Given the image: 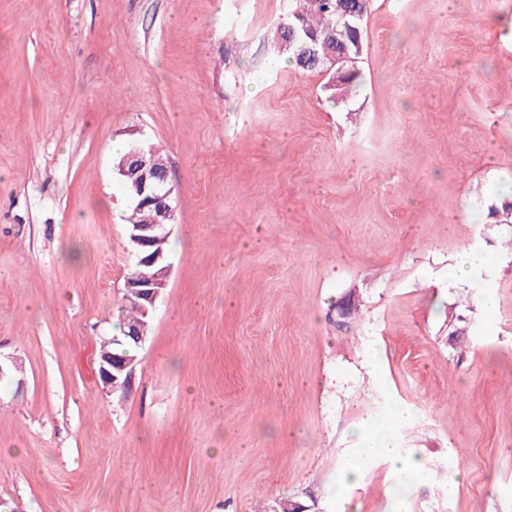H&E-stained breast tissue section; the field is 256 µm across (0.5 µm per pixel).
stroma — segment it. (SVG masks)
<instances>
[{
    "label": "stroma",
    "instance_id": "stroma-1",
    "mask_svg": "<svg viewBox=\"0 0 512 512\" xmlns=\"http://www.w3.org/2000/svg\"><path fill=\"white\" fill-rule=\"evenodd\" d=\"M283 12L0 0V512H512V0H372L337 104L272 66ZM116 140L163 150L175 220L112 393ZM368 416L427 461L404 494L344 483Z\"/></svg>",
    "mask_w": 512,
    "mask_h": 512
}]
</instances>
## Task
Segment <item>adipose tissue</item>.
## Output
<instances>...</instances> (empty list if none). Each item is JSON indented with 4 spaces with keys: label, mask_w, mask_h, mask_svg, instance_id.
Masks as SVG:
<instances>
[{
    "label": "adipose tissue",
    "mask_w": 512,
    "mask_h": 512,
    "mask_svg": "<svg viewBox=\"0 0 512 512\" xmlns=\"http://www.w3.org/2000/svg\"><path fill=\"white\" fill-rule=\"evenodd\" d=\"M362 441L361 448L345 464V475L349 478L362 477V465L365 462L382 459L389 462L394 483L400 487L409 486L413 476L420 471L424 462L416 457H403L397 454L390 439L381 437L375 427L373 418H366L358 430Z\"/></svg>",
    "instance_id": "ef3b65f1"
}]
</instances>
